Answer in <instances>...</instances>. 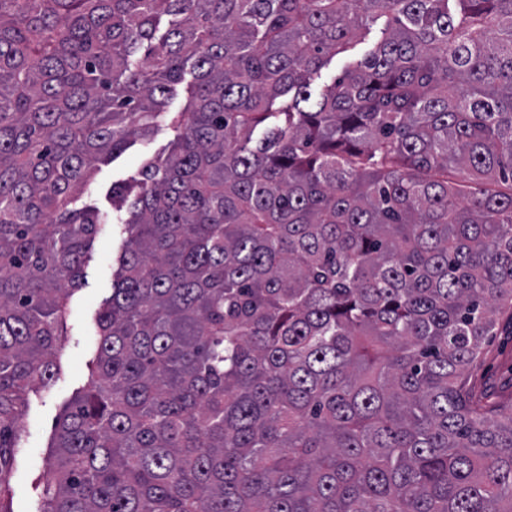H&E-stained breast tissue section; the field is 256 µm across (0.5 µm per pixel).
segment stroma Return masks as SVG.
<instances>
[{
	"instance_id": "35a3bbf8",
	"label": "stroma",
	"mask_w": 512,
	"mask_h": 512,
	"mask_svg": "<svg viewBox=\"0 0 512 512\" xmlns=\"http://www.w3.org/2000/svg\"><path fill=\"white\" fill-rule=\"evenodd\" d=\"M387 25L388 19L384 16L370 23L347 51L332 57L314 76L313 88L323 90L343 70L360 63L382 40ZM188 97L186 89H178L153 131L100 164L89 190L77 200L78 206L98 208L105 214L106 223L91 244L82 266L80 285L69 298L68 334L56 359L55 376L48 385L35 386L28 394L19 448L10 478L11 512H39L42 485L55 454L52 444L56 420L62 409L84 389L97 354V313L112 295L116 258L128 237L126 212L112 206V186L137 180L144 159L167 154L176 134L170 118L185 110ZM488 350L481 372L488 378L496 395L510 398L512 335L507 330H500L490 341Z\"/></svg>"
}]
</instances>
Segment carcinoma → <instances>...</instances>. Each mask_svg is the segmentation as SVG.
<instances>
[{
  "instance_id": "cac0c4a2",
  "label": "carcinoma",
  "mask_w": 512,
  "mask_h": 512,
  "mask_svg": "<svg viewBox=\"0 0 512 512\" xmlns=\"http://www.w3.org/2000/svg\"><path fill=\"white\" fill-rule=\"evenodd\" d=\"M184 83L112 186L42 512H512V408L472 380L512 320V0H0V512L104 223L73 204ZM388 17L383 15L370 23L363 34L353 42L347 51L332 57L329 63L315 75L311 84L315 90L322 91L326 85L332 84L333 80L346 68L355 67L366 55L372 52L382 40L387 29ZM186 87L184 83L178 89L147 137L136 139L125 151L99 165L89 190L73 205L98 208L108 224H102L92 242L82 265L80 286L69 297L68 336L56 359L55 376L47 386L36 385L28 394L10 478L12 512H39L42 485L56 452V448H50L56 434V420L62 409L85 388L97 354V313L112 296L116 257L128 237L124 222L126 210L112 207V184L139 179V167L145 158L167 154L176 134L169 116L185 111L189 97Z\"/></svg>"
}]
</instances>
